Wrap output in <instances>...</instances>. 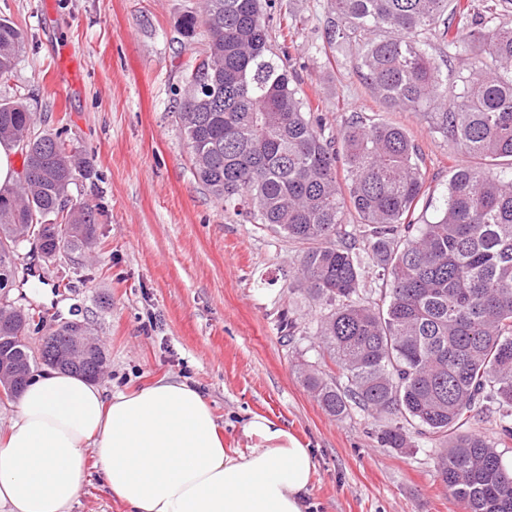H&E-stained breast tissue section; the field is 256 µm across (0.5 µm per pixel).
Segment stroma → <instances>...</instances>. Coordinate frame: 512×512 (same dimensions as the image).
Masks as SVG:
<instances>
[{
    "mask_svg": "<svg viewBox=\"0 0 512 512\" xmlns=\"http://www.w3.org/2000/svg\"><path fill=\"white\" fill-rule=\"evenodd\" d=\"M328 0H268L267 14H292L298 27L288 70L317 106L326 130L358 112L403 128L423 158L429 203L438 206L455 164L448 144L413 112H390L371 95L354 55H326ZM199 0H0V18L26 40L0 101L22 100L37 129L64 127L86 157L88 176L69 189L107 213L88 254L43 261L24 242L7 294L48 320L79 311L105 351V394L136 392L163 379L199 387L223 429L224 445L246 449L252 415L288 426L314 448L309 512H464L436 468L440 444L412 435L407 448L379 441L380 417L360 408L333 417L306 389L307 365H323L314 334L318 309L296 282L300 247L224 210L191 170L176 92L198 31L184 45L181 17ZM73 81L52 84L61 52ZM296 318L283 336L282 316Z\"/></svg>",
    "mask_w": 512,
    "mask_h": 512,
    "instance_id": "1",
    "label": "stroma"
}]
</instances>
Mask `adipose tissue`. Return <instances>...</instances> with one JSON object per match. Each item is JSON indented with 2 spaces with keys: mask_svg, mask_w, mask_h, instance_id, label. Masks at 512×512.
I'll return each mask as SVG.
<instances>
[{
  "mask_svg": "<svg viewBox=\"0 0 512 512\" xmlns=\"http://www.w3.org/2000/svg\"><path fill=\"white\" fill-rule=\"evenodd\" d=\"M242 433L253 447L226 450L206 396L187 382L108 396L48 368L30 378L0 435V506L67 512L92 456L130 512H307L313 449L259 415Z\"/></svg>",
  "mask_w": 512,
  "mask_h": 512,
  "instance_id": "obj_1",
  "label": "adipose tissue"
}]
</instances>
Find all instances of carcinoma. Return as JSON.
I'll return each mask as SVG.
<instances>
[{
	"mask_svg": "<svg viewBox=\"0 0 512 512\" xmlns=\"http://www.w3.org/2000/svg\"><path fill=\"white\" fill-rule=\"evenodd\" d=\"M200 28L208 41L183 81L180 132L218 202L302 246L297 277L320 309L321 356L345 379L310 368L304 385L331 416L353 404L387 415L389 448L409 447L412 433L440 442L437 471L465 512H512V473L470 430L482 414L512 416V0H328L329 51H354L384 107L421 115L458 159L424 221L417 145L361 115L326 133L286 48L274 50L261 0H203L178 33ZM24 39L0 19V80ZM2 141L20 147L22 171L0 188V274L13 266L4 243L31 230L51 262L62 246L92 248L104 211L70 202L86 160L64 128L37 132L26 104L0 101ZM364 256L382 283L374 297L361 292ZM44 321L33 308L0 314V345L34 366L48 356L29 345ZM104 361L64 370L92 381Z\"/></svg>",
	"mask_w": 512,
	"mask_h": 512,
	"instance_id": "carcinoma-1",
	"label": "carcinoma"
}]
</instances>
